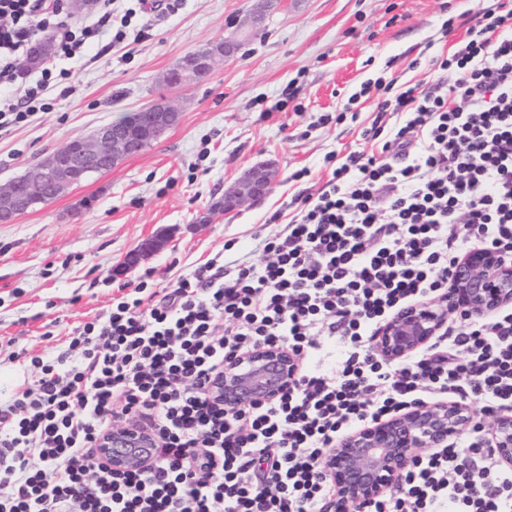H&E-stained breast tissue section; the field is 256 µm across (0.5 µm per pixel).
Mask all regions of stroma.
<instances>
[{"instance_id":"stroma-1","label":"stroma","mask_w":512,"mask_h":512,"mask_svg":"<svg viewBox=\"0 0 512 512\" xmlns=\"http://www.w3.org/2000/svg\"><path fill=\"white\" fill-rule=\"evenodd\" d=\"M254 0H177L133 15L128 37L103 33L87 51L54 58L71 77L51 107L0 134V184L33 171L72 139L158 103L178 122L140 153L0 224V404L32 372L26 357L63 350L82 323L106 319L112 291L147 274L177 278L235 242L247 252L272 214L288 224L292 198L327 178L326 155L364 149L357 118L342 112L366 82L430 85L427 62L451 53L463 24L497 0H281L265 34L220 62L203 82L173 86L166 72L210 43L232 38ZM457 17L460 28L443 23ZM271 164L259 204L215 209L247 169ZM306 168L308 179L292 180ZM139 255L133 270L126 257Z\"/></svg>"}]
</instances>
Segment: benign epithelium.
I'll return each instance as SVG.
<instances>
[{"instance_id":"7a95c632","label":"benign epithelium","mask_w":512,"mask_h":512,"mask_svg":"<svg viewBox=\"0 0 512 512\" xmlns=\"http://www.w3.org/2000/svg\"><path fill=\"white\" fill-rule=\"evenodd\" d=\"M271 0H261L238 22L240 37L226 40L208 52L189 55L169 70L171 85L206 79L215 63L235 55L259 32ZM146 134L159 138L179 119L167 105L139 110ZM139 140L115 122L99 128L75 152L69 146L53 151L32 173L0 186V223L11 224L44 198L47 189L61 194L86 173L117 163L136 153ZM275 171L261 163L224 189V211L257 204L269 193ZM512 305V264L491 250H475L459 259L448 291L434 301L410 305L387 321L378 337V353L388 359H407L423 350L448 316L462 311L488 316ZM295 356L282 347L260 346L224 364V375L212 386L224 406L240 408L279 396L296 380ZM474 418L471 406L453 400L416 405L386 420L364 425L341 436L323 458V470L335 488L326 512H362L400 481L420 448H445L465 434ZM498 458L512 464V415L496 416L489 425ZM154 436L133 426L114 427L101 441V456L114 469L141 467L150 462Z\"/></svg>"}]
</instances>
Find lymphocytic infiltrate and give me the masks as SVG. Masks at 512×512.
Returning a JSON list of instances; mask_svg holds the SVG:
<instances>
[{"mask_svg":"<svg viewBox=\"0 0 512 512\" xmlns=\"http://www.w3.org/2000/svg\"><path fill=\"white\" fill-rule=\"evenodd\" d=\"M61 0H0V131L27 122L55 83H21L34 22L82 54L112 29L59 20ZM439 77L379 97L361 138L329 155L292 223L259 238L258 260H209L163 288L124 284L106 320L85 323L0 405V512H323L320 461L337 438L433 398L475 408L472 429L416 456L401 492L364 512H512V467L481 418L512 410V309L460 317L450 341L389 361L373 350L401 307L441 294L475 249L512 260V0L478 12ZM259 345L299 359L271 401L225 408L224 362ZM128 422L156 439L152 462L115 470L101 438Z\"/></svg>","mask_w":512,"mask_h":512,"instance_id":"f902f5d3","label":"lymphocytic infiltrate"}]
</instances>
